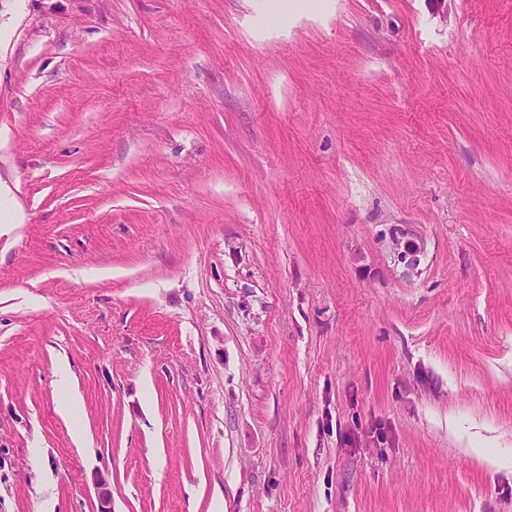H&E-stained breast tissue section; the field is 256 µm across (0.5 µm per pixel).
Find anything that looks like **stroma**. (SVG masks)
<instances>
[{
    "label": "stroma",
    "instance_id": "1",
    "mask_svg": "<svg viewBox=\"0 0 512 512\" xmlns=\"http://www.w3.org/2000/svg\"><path fill=\"white\" fill-rule=\"evenodd\" d=\"M97 475L512 512V0H0V512ZM58 385L67 392L68 398L61 403L60 412L65 414H72L79 403V394L77 387L69 373L68 367L65 363H61L58 371ZM69 392L71 395H69Z\"/></svg>",
    "mask_w": 512,
    "mask_h": 512
}]
</instances>
